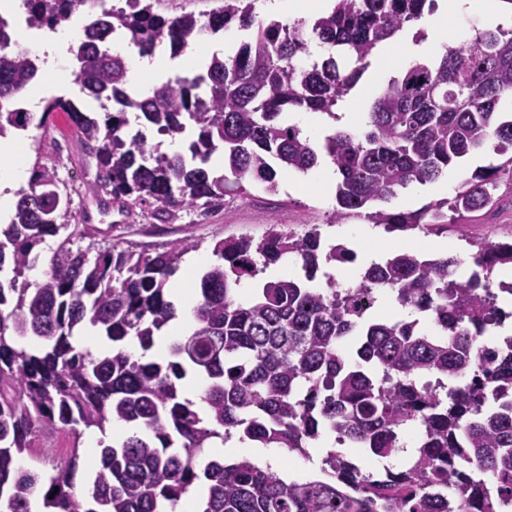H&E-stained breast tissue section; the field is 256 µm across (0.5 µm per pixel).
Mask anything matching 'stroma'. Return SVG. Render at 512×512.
Segmentation results:
<instances>
[{
    "label": "stroma",
    "instance_id": "1",
    "mask_svg": "<svg viewBox=\"0 0 512 512\" xmlns=\"http://www.w3.org/2000/svg\"><path fill=\"white\" fill-rule=\"evenodd\" d=\"M436 39V31L429 22L423 21L390 41L389 47L394 56L388 71H381L379 65H371L356 91L341 104V111L367 112L372 99L389 77L406 66V58L414 47ZM59 62L58 71L43 72L33 85L34 91L44 98L66 96L81 99L82 94L74 81V60L69 49L60 50ZM14 142L25 154L29 165L39 164L54 170L61 188L69 196L71 209L87 217L88 233L79 244L93 251L126 242L161 251L176 240L190 237L198 243L197 254L207 257L215 240L227 236L261 239L267 230L266 220L272 217L296 235H303L316 227L324 238L355 250L354 264L336 268L337 279L342 282L355 280L359 267L367 264L374 250L384 253L393 248L412 246L428 254L432 251V243L441 241L448 244L459 259L461 268L466 269L470 266L473 241L488 238L512 240V188L505 185L496 191L494 206L469 218L455 219L446 233L434 235L422 230L388 233L383 227L359 218L328 223L327 213L334 204V184L322 185L295 171L280 177L278 194L270 196L256 188L247 198L228 196L223 207L205 216L193 211L176 222L163 224L136 208L120 220L115 213H102L101 207L107 202V195L95 194L89 190L87 181L75 180V172L95 170L96 159L65 115H54L48 130L15 137ZM482 162L479 156L463 160L450 167L437 182L414 185L401 191L391 205L400 210H415L430 201L452 196L464 176Z\"/></svg>",
    "mask_w": 512,
    "mask_h": 512
}]
</instances>
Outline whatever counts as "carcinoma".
<instances>
[{
  "instance_id": "carcinoma-1",
  "label": "carcinoma",
  "mask_w": 512,
  "mask_h": 512,
  "mask_svg": "<svg viewBox=\"0 0 512 512\" xmlns=\"http://www.w3.org/2000/svg\"><path fill=\"white\" fill-rule=\"evenodd\" d=\"M28 24L52 29L79 0H25ZM436 9V0H336L312 24L258 19L254 0H224L205 17L164 16L149 0H125L110 19L84 25L73 49L81 91L100 102V121L72 99L55 96L41 111L19 107L37 80L38 56L22 48L0 16V138L47 127L64 112L94 152L92 189L141 206L163 224L188 208L211 211L228 195L258 187L277 194L283 171L307 172L321 157L336 167L330 223L358 216L389 232L448 228V213L480 211L500 184L512 185V26L478 31L438 59L391 77L365 113V130H336L320 145L288 123L297 110L335 120L374 50ZM245 33L232 53L203 72H185L140 97L130 91L127 59L109 51L118 32L142 55L166 44L183 55L198 33ZM163 137H186L168 153L128 113ZM492 154L450 198L417 210L386 206L398 190L425 185L459 160ZM70 200L53 173L33 170L9 223L0 224V506L32 512L39 473L28 460L51 459L48 442L64 431L69 452L52 465L43 490L48 512H170L199 479L198 512H512V336L477 344L475 336L512 318L498 304L512 281V242H472V272L452 278L455 258L394 249L342 288L325 264L354 252L329 244L318 227L302 236L268 222L260 241L214 242L200 276L193 327L170 358L144 361L155 333L176 318L169 282L198 244L180 239L162 252L137 244L90 251L63 236ZM58 244L45 255L48 240ZM292 256L294 277L265 281L244 299L239 286ZM47 266L38 281L29 271ZM383 300L423 314L417 321L377 318ZM86 326L112 348L75 345ZM203 374L206 415L181 382ZM114 423L133 432L118 444L97 441L85 496L75 491L88 431ZM258 448L309 457L325 433L387 459L407 448L401 468L364 470L337 450L323 477L287 481L247 459L210 451L232 432Z\"/></svg>"
}]
</instances>
